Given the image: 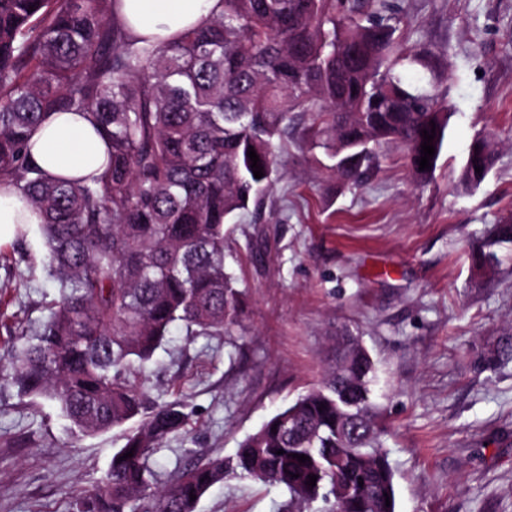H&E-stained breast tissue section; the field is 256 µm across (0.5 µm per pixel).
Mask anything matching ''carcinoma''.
<instances>
[{"label":"carcinoma","mask_w":512,"mask_h":512,"mask_svg":"<svg viewBox=\"0 0 512 512\" xmlns=\"http://www.w3.org/2000/svg\"><path fill=\"white\" fill-rule=\"evenodd\" d=\"M120 4L0 0V187L40 212L45 269L59 288L34 341L0 365V377L22 397L53 403L84 433L141 418L77 512H194L226 478L285 488L288 512L319 502L324 512H396L375 368L358 339L336 343L321 384L249 435L234 458L187 467L164 488L154 486L150 449L184 430L190 413L179 399L145 413L128 377L174 326L220 334L235 324L244 297L226 270L227 224L262 207L293 113L310 115L302 140L323 150L346 185L375 173L383 141L406 148L416 179L434 173L448 113L403 73L421 59L396 36L395 4L219 0L201 25L165 41L134 36ZM62 111L82 114L108 143V162L90 179L50 176L28 153L32 133ZM424 129L435 130V154L421 171ZM475 143L459 174L468 189L496 160L486 136ZM506 247L511 217L468 245L473 271L495 270ZM486 360H512L511 332Z\"/></svg>","instance_id":"carcinoma-1"}]
</instances>
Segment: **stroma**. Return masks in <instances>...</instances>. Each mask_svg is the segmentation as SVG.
Masks as SVG:
<instances>
[{"label": "stroma", "mask_w": 512, "mask_h": 512, "mask_svg": "<svg viewBox=\"0 0 512 512\" xmlns=\"http://www.w3.org/2000/svg\"><path fill=\"white\" fill-rule=\"evenodd\" d=\"M399 34L423 60L446 107L431 180L411 176L403 147L377 145L380 170L350 188L312 158L303 113L264 200L262 221L236 217L228 270L245 292L230 335L173 328L130 379L146 407L184 401L192 428L150 453L158 486L190 464L235 455L278 409L318 386L342 330L377 367L383 445L395 471L396 512H512V362L483 354L512 329V261L477 278L466 240L512 216V0H396ZM498 134L484 184L463 188L470 145ZM38 232L0 244V356L43 322L56 290ZM113 429L84 435L54 406L0 384V512H75L94 493ZM284 489L214 484L195 512H285Z\"/></svg>", "instance_id": "35a3bbf8"}]
</instances>
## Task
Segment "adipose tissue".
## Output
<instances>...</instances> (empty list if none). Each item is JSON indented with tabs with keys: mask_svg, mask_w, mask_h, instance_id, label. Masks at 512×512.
Here are the masks:
<instances>
[{
	"mask_svg": "<svg viewBox=\"0 0 512 512\" xmlns=\"http://www.w3.org/2000/svg\"><path fill=\"white\" fill-rule=\"evenodd\" d=\"M218 0H123L120 15L140 37L168 38L199 24ZM31 158L48 174L69 178L96 175L107 160V144L76 112L51 114L29 140ZM38 213L12 189L0 188V241L17 225L39 223Z\"/></svg>",
	"mask_w": 512,
	"mask_h": 512,
	"instance_id": "adipose-tissue-1",
	"label": "adipose tissue"
}]
</instances>
